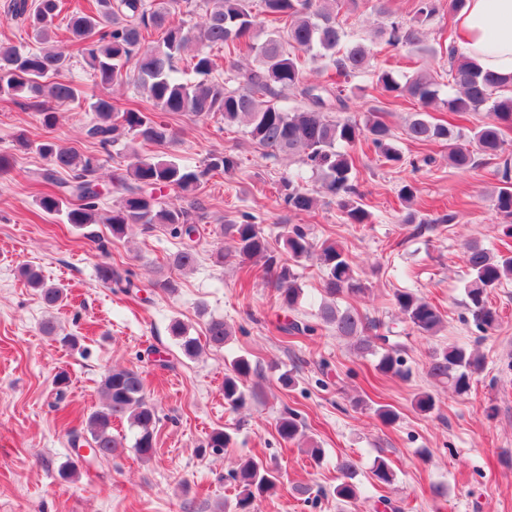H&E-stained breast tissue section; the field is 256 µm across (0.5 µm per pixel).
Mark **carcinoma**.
Instances as JSON below:
<instances>
[{"instance_id":"1","label":"carcinoma","mask_w":512,"mask_h":512,"mask_svg":"<svg viewBox=\"0 0 512 512\" xmlns=\"http://www.w3.org/2000/svg\"><path fill=\"white\" fill-rule=\"evenodd\" d=\"M465 0H414L410 18L392 14L388 0H89V7L72 14L69 21L68 52L50 46L57 37L61 0H11V19L28 25L36 46L24 48L0 43V96L30 100L40 107L42 126H55L57 112L48 103L64 105L83 94L82 84L70 75L71 58L78 55L88 68L96 86H110L126 80L143 95L147 107L119 110L112 99L98 97L88 105V119L82 127L84 138L105 149L118 141L119 133L128 142L162 146L174 133L158 119L156 111L181 113L204 120L216 115L227 126L241 124L245 133L268 157L303 154V163L316 176L319 187H308L305 177L290 173L282 180L283 205L290 211L309 212L318 204L317 193L330 196L348 224H369L371 213L362 203L356 184L353 148L364 142L377 158L393 167L407 164L413 169L430 165V156L406 159L397 145L398 136L380 113L371 112L362 122L349 115L356 92L373 90L383 96H410L423 110L412 112L405 126V139L416 143L441 142L448 146V164L457 170L474 169L486 160L503 164V186L493 206L505 219H512V178L508 176L512 143L504 129L512 128V76L501 77L473 66L466 55L448 46V88L459 93L440 98V83L429 70L412 76L382 67L376 54L361 42L346 41L336 10L346 6L355 12L368 6L387 23L375 31L377 39L396 50L425 54L420 30L431 25L441 12L457 14ZM204 12V21L191 24ZM267 27L265 38L255 41L259 24ZM224 50V72L210 49ZM254 57V65L244 67L240 59ZM442 106L453 114H468L488 108L491 119L477 126L472 143H461L462 134L448 123L431 120L428 109ZM48 162L43 180L53 185L39 204L48 214L65 212L66 223L75 227L97 223L99 201L106 194L117 197L103 223L112 235H126L129 226L145 230L156 224L167 226L182 238L183 246L171 257L172 265L188 270L197 262L198 222L202 220L198 198L204 172L189 169L171 160L142 154L129 156V163L113 175L110 187L101 185L95 174L100 160L74 147L51 139L36 146ZM237 158L226 153L210 158L206 170L232 173ZM64 172L67 177L60 178ZM179 189L188 205L169 206L157 196L163 187ZM232 236L238 256L263 261L261 272L270 277L283 308L294 317L278 324L285 336H311L320 326L336 335L354 340L362 353L379 355L377 370L383 374H402V359L389 338L378 333L375 320L352 307L341 308L336 298L360 295L366 287L357 277L353 256L333 242H316L299 224L281 235L283 247L293 263L316 260L323 273L325 300L313 313L315 320L301 312L304 296L293 263L276 254L261 225L246 220L220 228ZM463 260L469 271L465 285L466 309L476 328L488 334L495 330L499 313L489 301L495 290L512 281V255L493 253L478 242L466 245ZM28 287L39 292L44 304L52 308L63 300V289L45 282L41 272L30 264L20 268ZM96 277L104 286L136 287L110 262L96 267ZM394 305L404 322L421 336L432 337L444 323L439 307L408 290L393 294ZM170 333L176 337L181 353L194 358L201 351L195 337L187 335L182 322L175 320ZM211 344L220 346L230 336L222 318L206 324ZM480 354L447 344L433 350L427 374L435 383L457 395L471 389L475 375L484 369ZM257 368L238 356L224 377V402L234 409L243 407L254 393L244 388ZM102 405L85 420L83 430H69L75 447L88 446L91 455L81 458L86 466L101 465L120 448L124 437L113 433L115 422L127 421L135 430L133 448L149 459L156 447V408L146 397L144 379L133 369L112 368L101 383ZM301 416L289 411L277 423L280 437L294 441L304 435ZM341 481L334 493L342 503L358 501L357 464L344 459L339 464ZM240 487L239 512H252L254 503L276 492L278 477L260 460L248 459L229 471Z\"/></svg>"}]
</instances>
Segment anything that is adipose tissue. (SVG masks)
Segmentation results:
<instances>
[{
    "label": "adipose tissue",
    "instance_id": "1",
    "mask_svg": "<svg viewBox=\"0 0 512 512\" xmlns=\"http://www.w3.org/2000/svg\"><path fill=\"white\" fill-rule=\"evenodd\" d=\"M456 23L466 55L481 70L512 75V0H466Z\"/></svg>",
    "mask_w": 512,
    "mask_h": 512
}]
</instances>
